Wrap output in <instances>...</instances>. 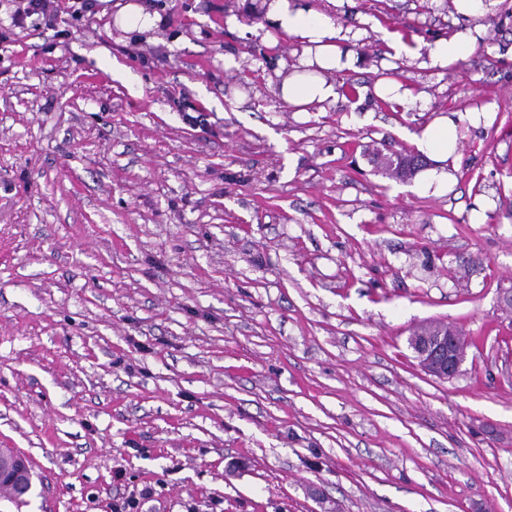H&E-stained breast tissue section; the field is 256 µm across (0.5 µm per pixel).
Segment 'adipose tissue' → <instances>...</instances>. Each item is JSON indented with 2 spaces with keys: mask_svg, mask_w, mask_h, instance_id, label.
Here are the masks:
<instances>
[{
  "mask_svg": "<svg viewBox=\"0 0 512 512\" xmlns=\"http://www.w3.org/2000/svg\"><path fill=\"white\" fill-rule=\"evenodd\" d=\"M265 8L280 31L297 38L301 44L297 66L280 84V98L298 112L335 99L337 91L332 73L355 69L358 61L355 51L347 47L345 35L328 16L304 9L297 0H267ZM481 33V28H467L436 42L428 51L431 66L444 68L470 54ZM418 144L436 164L425 175L422 191L439 192L452 187L454 175L447 164L458 148L454 120L447 116L436 119L424 130Z\"/></svg>",
  "mask_w": 512,
  "mask_h": 512,
  "instance_id": "obj_1",
  "label": "adipose tissue"
}]
</instances>
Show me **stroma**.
<instances>
[{
	"instance_id": "1",
	"label": "stroma",
	"mask_w": 512,
	"mask_h": 512,
	"mask_svg": "<svg viewBox=\"0 0 512 512\" xmlns=\"http://www.w3.org/2000/svg\"><path fill=\"white\" fill-rule=\"evenodd\" d=\"M126 2L0 0V448L33 473L0 512H512V0H300L361 58L307 112L250 0ZM449 114L452 191L378 172ZM433 321L471 342L450 380L408 344ZM13 3L11 23L14 27L23 28L28 18L36 15L45 25H53L58 10L54 7V0H10ZM116 21L123 29L145 30L155 27L159 18L155 14L145 11L144 7L138 3H126L117 11ZM481 33L482 29L475 26L474 28L460 30L448 39L436 42L428 51L430 65L445 68L470 54L477 46ZM374 94L383 101L406 107L414 105L416 98L408 88H404L401 83L395 81L379 82L374 86Z\"/></svg>"
}]
</instances>
